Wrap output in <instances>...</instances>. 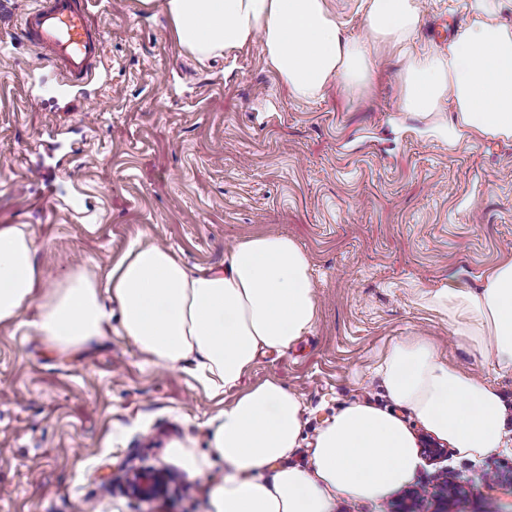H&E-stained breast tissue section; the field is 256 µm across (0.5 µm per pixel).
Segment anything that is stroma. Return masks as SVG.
I'll return each instance as SVG.
<instances>
[{
    "label": "stroma",
    "mask_w": 512,
    "mask_h": 512,
    "mask_svg": "<svg viewBox=\"0 0 512 512\" xmlns=\"http://www.w3.org/2000/svg\"><path fill=\"white\" fill-rule=\"evenodd\" d=\"M37 0H0V224H25L49 278L100 274L135 241L171 248L192 270L265 232L306 253L317 321L295 351L268 354L244 377L296 393L305 427L292 465L310 462L319 428L366 403L395 411L376 368L407 336L436 340L449 364L494 385L512 430V374L454 343L447 312L425 292L460 273L471 287L512 258V138L460 136L454 112L400 105V61L374 60L368 91L336 84L302 101L267 68L260 42L204 64L170 34L161 10L92 0L105 35L95 80L68 98H28L52 68L20 37ZM470 0H425L417 43L439 48ZM0 326V512H209L218 469L189 479L172 454L210 448L219 399L182 368L147 361L108 334L75 354L49 350L31 323ZM161 470L163 495L138 499L126 478ZM465 493L448 512H512V451L479 462L448 449L412 482L413 512H435L434 476Z\"/></svg>",
    "instance_id": "obj_1"
}]
</instances>
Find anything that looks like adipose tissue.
<instances>
[{
    "mask_svg": "<svg viewBox=\"0 0 512 512\" xmlns=\"http://www.w3.org/2000/svg\"><path fill=\"white\" fill-rule=\"evenodd\" d=\"M159 1L174 40L198 61L261 38L269 69L295 98L312 101L333 81L360 96L374 55L386 50L402 63L403 110L428 115L445 104L462 133L512 137V25L496 20L493 0H474L471 22L444 53L414 48L421 0H365L362 38L345 34L326 0ZM35 252L27 225L0 224V325L37 305L33 329L62 353L85 349L111 326L157 365L192 362L211 396L233 392L211 421L212 458L224 473L210 512H334L337 499L378 503L413 481L422 460L399 416L360 403L342 409L319 430L304 469L287 462L303 430L300 397L275 380L239 391L260 356L287 354L316 324L310 263L288 236L244 239L223 268L196 272L171 249L135 244L101 279L78 268L48 279ZM431 300L456 321L458 345L512 372V259L476 289L449 277ZM378 370L396 404L460 456L512 448L498 389L449 365L433 340L393 342Z\"/></svg>",
    "mask_w": 512,
    "mask_h": 512,
    "instance_id": "ef3b65f1",
    "label": "adipose tissue"
}]
</instances>
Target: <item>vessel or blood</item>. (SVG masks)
Returning <instances> with one entry per match:
<instances>
[{
    "label": "vessel or blood",
    "instance_id": "obj_1",
    "mask_svg": "<svg viewBox=\"0 0 512 512\" xmlns=\"http://www.w3.org/2000/svg\"><path fill=\"white\" fill-rule=\"evenodd\" d=\"M90 0H38L21 21L23 39L59 71L58 92L90 82L102 63L104 36L92 23Z\"/></svg>",
    "mask_w": 512,
    "mask_h": 512
}]
</instances>
